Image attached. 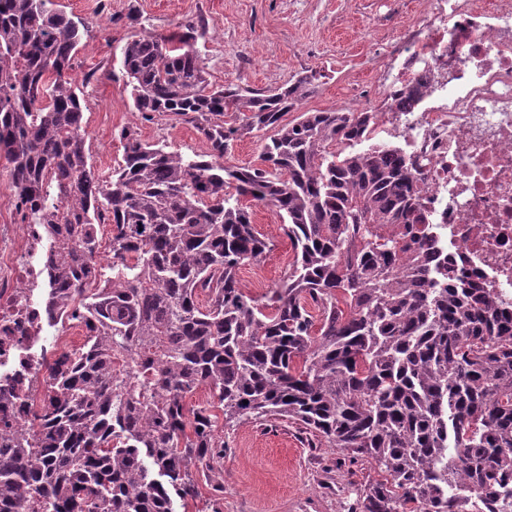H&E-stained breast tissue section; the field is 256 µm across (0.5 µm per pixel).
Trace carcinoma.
Segmentation results:
<instances>
[{
  "label": "carcinoma",
  "mask_w": 512,
  "mask_h": 512,
  "mask_svg": "<svg viewBox=\"0 0 512 512\" xmlns=\"http://www.w3.org/2000/svg\"><path fill=\"white\" fill-rule=\"evenodd\" d=\"M206 31L141 35L122 67L143 120L190 124L209 152L124 128L103 177L71 75L79 24L52 0H0V159L22 222L53 241L48 313L89 329L49 367L36 423L0 446V512L185 510L201 478L224 491L218 424L279 417L375 465L360 512H512V312L471 283L443 286L400 149H353L375 113L287 122L317 73L217 87L194 48ZM255 131L272 132L263 167L224 165ZM252 201L294 252L261 298L238 278L268 248ZM95 224L112 225L103 270ZM200 389L206 402L187 406Z\"/></svg>",
  "instance_id": "1"
}]
</instances>
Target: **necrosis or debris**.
<instances>
[{
    "instance_id": "1",
    "label": "necrosis or debris",
    "mask_w": 512,
    "mask_h": 512,
    "mask_svg": "<svg viewBox=\"0 0 512 512\" xmlns=\"http://www.w3.org/2000/svg\"><path fill=\"white\" fill-rule=\"evenodd\" d=\"M428 3L386 61L373 132L416 163L448 278L512 304V0ZM49 251L42 225L0 224V436L29 425L70 345L44 306Z\"/></svg>"
}]
</instances>
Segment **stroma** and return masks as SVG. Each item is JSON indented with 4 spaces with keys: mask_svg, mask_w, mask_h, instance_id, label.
<instances>
[{
    "mask_svg": "<svg viewBox=\"0 0 512 512\" xmlns=\"http://www.w3.org/2000/svg\"><path fill=\"white\" fill-rule=\"evenodd\" d=\"M55 8L81 21L83 37L72 75L83 83L90 163L108 174L122 159V128L142 141L165 142L186 153H205L207 141L191 125L165 119L147 122L134 109L121 69L123 46L138 29L182 33L205 18L208 33L195 49L209 80L267 90L300 73L320 72L317 92L301 111H338L346 90L356 109H372L390 48L424 8L423 0H53ZM138 9L141 28L129 27ZM253 224L270 248L238 277L251 295L277 287L292 258L277 213L256 203ZM224 441V491L202 487L197 512H353L364 489L378 479L365 461H349L337 448L318 447L300 425L281 417L218 430Z\"/></svg>",
    "mask_w": 512,
    "mask_h": 512,
    "instance_id": "obj_1",
    "label": "stroma"
}]
</instances>
